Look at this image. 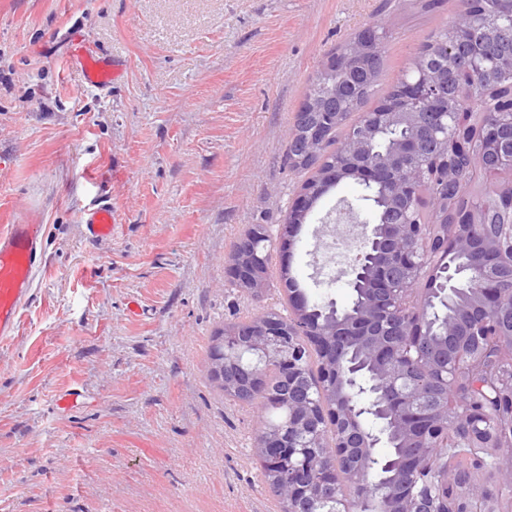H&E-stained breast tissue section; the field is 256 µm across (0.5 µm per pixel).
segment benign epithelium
<instances>
[{
  "label": "benign epithelium",
  "mask_w": 512,
  "mask_h": 512,
  "mask_svg": "<svg viewBox=\"0 0 512 512\" xmlns=\"http://www.w3.org/2000/svg\"><path fill=\"white\" fill-rule=\"evenodd\" d=\"M485 37L476 27L456 26V34L445 50L452 54L466 47L477 65L512 69V56L495 58L482 53ZM379 49L375 30H363L352 49L354 75L370 72V62ZM455 81L461 95L474 93L477 84L463 74L424 72L404 80L402 95L408 108L387 103L379 112L368 114L351 139L337 150L332 182L349 177L363 185L386 190L388 217L377 224L363 222L364 246L356 258L349 287L365 284L367 298L357 313H344L333 305L334 319L316 323L303 307L304 299L289 298L291 319L263 314L224 332V360L211 361L210 376L229 384L238 378L236 363L229 351L243 346L261 360L280 365L288 381L284 395L288 406L285 422L258 435V447L278 451L275 487L288 512H304V505L322 493L343 492L347 484L357 488L363 499L372 495L369 481L371 449L379 440L365 429L366 408L357 401L358 392L346 372L360 366L371 369L375 384L370 388L374 412L388 417L394 432L405 439L410 453L399 461L398 469L409 468L420 482L412 498L392 499L377 512H502L499 498L490 486L478 481L481 475L498 485L512 484V379L496 389L489 409L470 406V371L477 362L488 367L512 362V336L506 337L503 321L512 325V297L504 294L496 277L484 270L475 272L454 266L449 259L457 254L481 255L482 264L512 271V202L501 211L498 224L485 235H476L481 202L468 210V223H460L457 212L426 224L416 219H399V214L421 211L424 204V172L415 166L425 141L442 143L448 149V172L455 167L456 153L466 152L457 140L456 129H474L473 141L480 149L469 154V166L462 184L482 174H512V105L493 112H440L447 103L448 81ZM433 109L427 120L414 110L419 104ZM406 125L413 133L391 140L376 160L372 149L379 136ZM321 138L319 127L306 130L293 151V165L313 162ZM314 207V194L301 189L288 210V223L280 225L278 240L285 256H290L297 230L306 223ZM266 229L257 225L237 244L230 261L232 281L253 297L263 296L267 265L271 255H261L256 242L266 240ZM448 303L451 312L441 324L430 318L436 301ZM476 312L478 321L470 331L467 345L447 357L441 347L421 366L437 369L448 384L445 398L438 399L422 384L410 390L401 387L414 362L397 353L388 335L397 326L404 351L428 348L430 337L457 335L458 315ZM359 361L349 364V349ZM318 361L317 372L306 370L309 351ZM315 382L319 395L311 392ZM245 390L252 398L271 396L262 374L255 370L246 378ZM430 450L443 452L444 460L435 471L423 464ZM316 468L319 478L309 481Z\"/></svg>",
  "instance_id": "1"
}]
</instances>
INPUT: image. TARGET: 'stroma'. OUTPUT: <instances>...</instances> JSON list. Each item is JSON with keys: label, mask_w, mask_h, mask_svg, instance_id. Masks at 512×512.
<instances>
[{"label": "stroma", "mask_w": 512, "mask_h": 512, "mask_svg": "<svg viewBox=\"0 0 512 512\" xmlns=\"http://www.w3.org/2000/svg\"><path fill=\"white\" fill-rule=\"evenodd\" d=\"M0 0V225L44 226L46 262L18 336L0 344V512H282L257 456L259 403L207 375L226 324L282 310L280 256L262 300L228 273L250 227L277 236L308 174L285 145L315 71L354 33L389 30L382 85L457 15V0ZM83 34L125 72L107 91L66 64ZM303 224L292 270L326 281L340 206ZM110 198L111 241L85 209ZM78 392L62 409V396ZM84 235L92 242H102L112 238L117 225V212L109 199L99 201L93 208L81 215Z\"/></svg>", "instance_id": "1"}]
</instances>
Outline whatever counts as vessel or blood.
I'll return each instance as SVG.
<instances>
[{"label": "vessel or blood", "instance_id": "vessel-or-blood-1", "mask_svg": "<svg viewBox=\"0 0 512 512\" xmlns=\"http://www.w3.org/2000/svg\"><path fill=\"white\" fill-rule=\"evenodd\" d=\"M85 85L105 89L118 81L121 62L96 47L87 37L74 38L67 57ZM84 235L92 242L111 239L117 212L110 200L99 201L81 216ZM44 240L37 224H9L0 230V342L18 334L19 316L33 301L35 281L43 267Z\"/></svg>", "mask_w": 512, "mask_h": 512}]
</instances>
